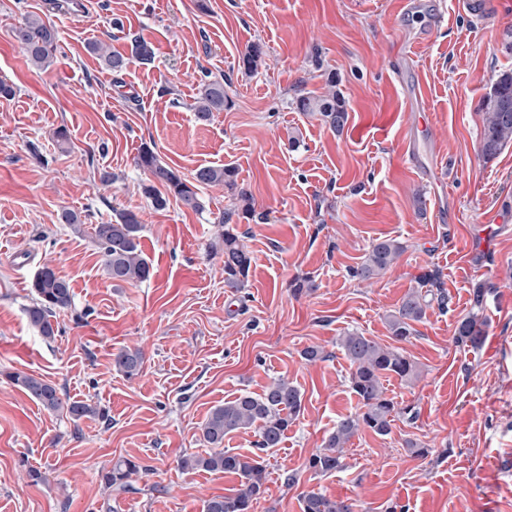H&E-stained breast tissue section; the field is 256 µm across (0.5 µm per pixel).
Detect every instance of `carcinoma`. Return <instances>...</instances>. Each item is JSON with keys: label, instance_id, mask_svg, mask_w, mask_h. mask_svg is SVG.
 Masks as SVG:
<instances>
[{"label": "carcinoma", "instance_id": "1", "mask_svg": "<svg viewBox=\"0 0 512 512\" xmlns=\"http://www.w3.org/2000/svg\"><path fill=\"white\" fill-rule=\"evenodd\" d=\"M13 36L33 66L46 68L53 62L58 51L57 33L41 16H26L13 29ZM90 50L113 73H122L130 64V58L112 52L101 41L92 43ZM263 56L262 44L248 45L240 57L244 71L256 70ZM227 104L224 82L204 76L194 103L198 118L207 121L212 113L223 111ZM295 109L319 116L336 132L341 131L348 121L345 99L334 91L321 96L301 95L295 100ZM482 111L481 153L491 159L505 145L512 143V72L499 75L482 104ZM135 163L146 175L143 193L157 209L166 208L173 198L183 207L197 211L201 209L199 188L222 186L242 202V213L251 212L247 192L238 187L235 171L226 165L201 166L188 180L163 163L147 145L141 148ZM142 231L143 224L130 211L120 213L113 222L92 227L93 239L103 257V271L113 283L136 286L151 278V263L141 249ZM222 242L224 287L238 293L246 287L252 265L251 252L241 243L236 227L227 223L224 224ZM404 251L405 247L394 239L373 241L365 259L352 269L353 277L361 281L378 278L396 264ZM419 280L430 289L407 293L400 305L386 316L394 344L384 345L356 331H349L338 338L337 346L350 362L349 388L358 400V408L355 413L336 422L322 448L308 459L306 469L314 474L331 475L341 470L344 466L343 448L359 431L369 430L376 435L387 436L391 433L395 417L411 413V408H400L394 399L387 396L383 380L393 375L402 382H411L419 376L418 364L405 354L399 344L415 335V325L422 321L431 304L427 296L433 294L438 302H445L437 272L427 271ZM30 288L32 301L25 308L27 321L40 336L51 341L57 332L54 318L72 306V287L53 266L46 264L37 270ZM488 293L489 289L483 285L473 289L471 309L457 321L454 331L457 344L472 347L481 344ZM143 363L144 356L138 349H121L113 358L116 370L129 379L140 374ZM6 377L50 413L64 414L75 422L101 415L97 407L63 396L55 385L32 374L14 371L6 373ZM303 410L301 389L286 379H278L260 394L242 393L210 411L201 425L202 439L208 451L183 455L178 460V468L186 473L204 470L234 474L238 476L239 484L229 493L207 500L204 512H253L254 505L265 493L267 482L266 460L260 452L279 447ZM251 428L258 436L256 451L241 454L224 448L226 438ZM142 471L140 463L122 458L101 470L99 478L107 489H126ZM300 501L301 512H355V504L314 489L302 492Z\"/></svg>", "mask_w": 512, "mask_h": 512}]
</instances>
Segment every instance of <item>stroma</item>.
I'll return each mask as SVG.
<instances>
[{"label": "stroma", "instance_id": "obj_1", "mask_svg": "<svg viewBox=\"0 0 512 512\" xmlns=\"http://www.w3.org/2000/svg\"><path fill=\"white\" fill-rule=\"evenodd\" d=\"M67 8V0H0V79L15 89L0 97V512H204L238 478L187 474L178 458L204 452L200 425L212 407L279 377L301 388L304 412L266 451L269 481L254 512H300L309 489L356 512H512V143L490 160L480 152L482 102L512 71L503 50L512 12L490 28L454 0H418L404 17L400 0H92L81 17ZM28 13L57 32L45 70L12 35ZM136 37L154 57L118 75L87 50L104 40L127 55ZM255 42L261 65L240 71ZM408 46L426 94L420 114L407 104L410 79L389 66ZM206 74L223 80L230 105L202 121L192 104ZM332 86L349 113L340 133L293 107ZM421 118L437 129L438 189L402 150ZM144 145L187 179L203 164L233 167L252 216L219 186L200 190L199 211L174 202L154 209L135 164ZM106 172L113 182H102ZM65 209L94 224L137 214L151 279L112 284L92 236L61 223ZM226 212L253 256L237 294L224 288L217 251ZM379 237L400 241L404 254L381 278H354ZM45 264L74 292L49 343L25 316L28 284ZM432 269L447 305H431L403 345L420 375L385 383L414 417L396 418L384 437L360 431L343 469L313 475L307 459L357 407L337 339L356 331L389 344L386 314ZM306 276L312 290L293 293L291 282ZM480 282L491 289L485 341L457 345L456 322ZM309 346L323 359L303 360ZM123 347L144 354L136 378L112 365ZM9 371L105 415L75 422L49 413ZM410 440L429 455H412ZM121 457L146 474L127 490L104 488L100 471ZM31 468L46 481L30 484Z\"/></svg>", "mask_w": 512, "mask_h": 512}]
</instances>
